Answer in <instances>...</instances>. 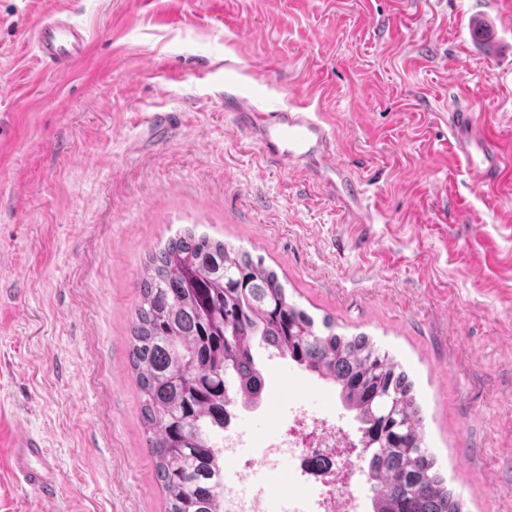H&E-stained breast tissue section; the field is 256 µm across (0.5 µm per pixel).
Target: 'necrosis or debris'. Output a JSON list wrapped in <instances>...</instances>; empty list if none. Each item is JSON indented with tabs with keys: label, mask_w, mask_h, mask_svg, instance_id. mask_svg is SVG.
Masks as SVG:
<instances>
[{
	"label": "necrosis or debris",
	"mask_w": 512,
	"mask_h": 512,
	"mask_svg": "<svg viewBox=\"0 0 512 512\" xmlns=\"http://www.w3.org/2000/svg\"><path fill=\"white\" fill-rule=\"evenodd\" d=\"M347 443V436L332 415L303 403L291 406L287 415L279 418L276 432L262 439L255 438L248 429L227 427L220 450L222 460L236 459L242 448L256 449L269 478L256 481L247 465L223 471L222 512H363L361 500L348 483L349 467L340 456ZM313 455L327 462L324 487L298 482L291 502L273 492L272 482L281 477L283 470L306 471L307 460Z\"/></svg>",
	"instance_id": "necrosis-or-debris-1"
}]
</instances>
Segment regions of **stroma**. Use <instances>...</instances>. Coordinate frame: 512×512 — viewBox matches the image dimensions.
I'll use <instances>...</instances> for the list:
<instances>
[{
    "label": "stroma",
    "mask_w": 512,
    "mask_h": 512,
    "mask_svg": "<svg viewBox=\"0 0 512 512\" xmlns=\"http://www.w3.org/2000/svg\"><path fill=\"white\" fill-rule=\"evenodd\" d=\"M60 7L91 40L64 74L30 53ZM228 78L329 123L373 223L263 161ZM471 98L512 147V0H0V426L45 438L60 488L0 456V512H165L129 354L147 254L187 227L368 335L464 512H512V165L485 188L458 162L448 114ZM257 356L266 399L356 437L332 389Z\"/></svg>",
    "instance_id": "1"
}]
</instances>
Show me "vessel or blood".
<instances>
[{
	"label": "vessel or blood",
	"mask_w": 512,
	"mask_h": 512,
	"mask_svg": "<svg viewBox=\"0 0 512 512\" xmlns=\"http://www.w3.org/2000/svg\"><path fill=\"white\" fill-rule=\"evenodd\" d=\"M89 39L84 27L74 23L67 10L49 14L32 37L35 57L57 71H68L85 59ZM224 109L257 146L267 163L285 166L304 162L317 181L359 222L370 223L361 182L351 177L336 159L332 130L318 117L298 110L258 109L234 98ZM479 103L451 112L448 121L456 134L457 155L465 168L484 186L496 185L504 159L502 139L477 120ZM8 467L20 483L38 491L44 499H55L56 459L45 440L24 425H15L7 442Z\"/></svg>",
	"instance_id": "b4317fda"
}]
</instances>
